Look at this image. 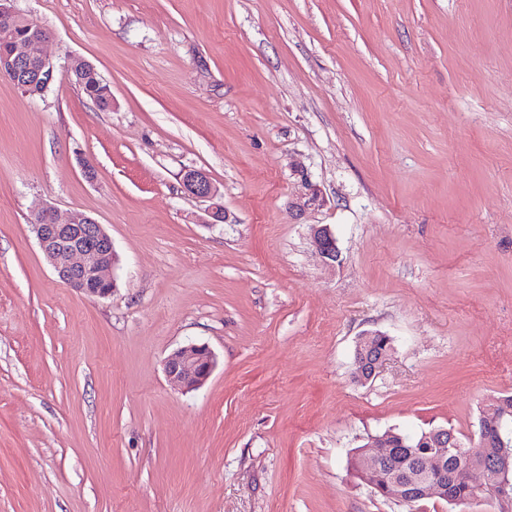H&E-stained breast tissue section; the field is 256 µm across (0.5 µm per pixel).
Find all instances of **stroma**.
I'll list each match as a JSON object with an SVG mask.
<instances>
[{
	"label": "stroma",
	"mask_w": 512,
	"mask_h": 512,
	"mask_svg": "<svg viewBox=\"0 0 512 512\" xmlns=\"http://www.w3.org/2000/svg\"><path fill=\"white\" fill-rule=\"evenodd\" d=\"M16 6L112 107L0 78V512H404L351 450L474 438L512 392V0ZM299 165L323 206L299 208ZM46 205L110 234L109 297L54 274ZM374 331L391 357L360 384ZM190 344L216 367L188 392L163 365ZM89 70L96 72L95 67L86 60L73 59L68 64L66 70L62 72V76L67 79H72L73 76L80 77L82 74L89 72ZM76 77L72 81L78 85L84 94L102 109H106L112 105V92L107 83L101 78L98 72L95 77L83 78L79 81ZM182 189L189 195L202 200L210 202L206 213L211 218L209 223L226 222V212L221 204L216 199L218 191L212 183L209 175L201 169H187L182 173ZM310 235L318 255L326 264L332 265L339 262L340 251L337 246L336 237L329 225H311ZM375 336H386L381 333H367L359 342L357 347V359H356V378L357 382L365 383L369 380H372L383 368V366L389 360L391 355V345L387 344L385 341H382L379 348L383 352L388 353H378L374 348L376 347V337Z\"/></svg>",
	"instance_id": "obj_1"
}]
</instances>
